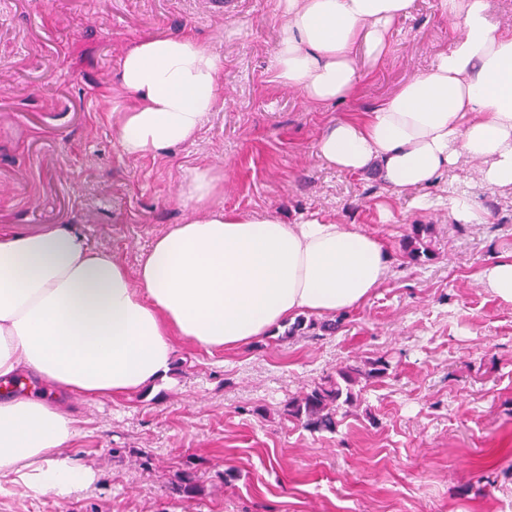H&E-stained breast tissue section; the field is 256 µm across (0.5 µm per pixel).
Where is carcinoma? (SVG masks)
Listing matches in <instances>:
<instances>
[{"mask_svg": "<svg viewBox=\"0 0 512 512\" xmlns=\"http://www.w3.org/2000/svg\"><path fill=\"white\" fill-rule=\"evenodd\" d=\"M431 229L430 224L412 225L411 234L404 243L410 261L420 263L434 257ZM339 325L338 319L333 322H316L299 318L285 331L284 336H316L320 332L330 335L336 332ZM389 368V362L381 357L363 364L342 366L336 370V375L327 377L290 399L282 415L311 432H333L336 430L339 411L357 406L368 382L385 376Z\"/></svg>", "mask_w": 512, "mask_h": 512, "instance_id": "obj_1", "label": "carcinoma"}]
</instances>
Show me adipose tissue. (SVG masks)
I'll list each match as a JSON object with an SVG mask.
<instances>
[{
  "mask_svg": "<svg viewBox=\"0 0 512 512\" xmlns=\"http://www.w3.org/2000/svg\"><path fill=\"white\" fill-rule=\"evenodd\" d=\"M413 0H277L276 80L316 105L352 99L358 48L378 61ZM458 31L424 73L356 118L322 132L319 155L348 174L373 172L391 189L419 190L462 160L483 184L512 191V28L488 0H442ZM222 58L190 36L131 43L120 66L135 104L115 135L127 156L192 141L216 104ZM221 179L200 171L183 186L189 214L154 238L136 269L90 245L69 224L0 230V477L28 497L68 501L95 480L65 455L79 420L61 404L16 391L34 375L66 394L112 399L156 386L175 341L237 348L301 314L360 307L384 282L389 254L358 227L309 214L211 207Z\"/></svg>",
  "mask_w": 512,
  "mask_h": 512,
  "instance_id": "obj_1",
  "label": "adipose tissue"
}]
</instances>
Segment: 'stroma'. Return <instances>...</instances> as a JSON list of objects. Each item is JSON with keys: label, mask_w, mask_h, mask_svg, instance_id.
<instances>
[{"label": "stroma", "mask_w": 512, "mask_h": 512, "mask_svg": "<svg viewBox=\"0 0 512 512\" xmlns=\"http://www.w3.org/2000/svg\"><path fill=\"white\" fill-rule=\"evenodd\" d=\"M275 0H0V227L74 224L136 269L182 223V184L222 176L217 206L297 223L316 213L373 232L385 282L332 336H269L207 352L177 342L167 381L117 400L63 402L79 418L67 453L94 483L70 501L0 494V512H512V304L484 278L512 256V194L463 162L422 190H391L317 153L324 127L430 68L457 32L440 0H413L354 101L330 106L272 79ZM192 34L224 59L214 110L193 141L131 158L113 133L128 102L119 69L137 39ZM459 180L484 224L448 211ZM427 198L419 208L415 199ZM433 227L435 257L402 240ZM386 356L335 432L286 420L288 400L348 363ZM266 408L267 417L257 415ZM191 471L196 492L173 487ZM432 225L414 224L407 236L404 247L408 259L415 263L425 262L434 257L431 239Z\"/></svg>", "instance_id": "stroma-1"}]
</instances>
